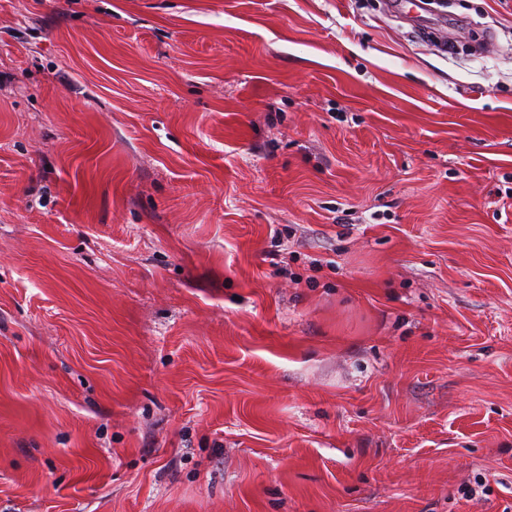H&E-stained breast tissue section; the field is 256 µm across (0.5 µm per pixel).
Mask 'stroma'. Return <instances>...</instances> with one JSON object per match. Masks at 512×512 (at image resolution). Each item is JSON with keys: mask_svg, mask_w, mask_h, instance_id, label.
<instances>
[{"mask_svg": "<svg viewBox=\"0 0 512 512\" xmlns=\"http://www.w3.org/2000/svg\"><path fill=\"white\" fill-rule=\"evenodd\" d=\"M0 512H512V0H0Z\"/></svg>", "mask_w": 512, "mask_h": 512, "instance_id": "obj_1", "label": "stroma"}]
</instances>
